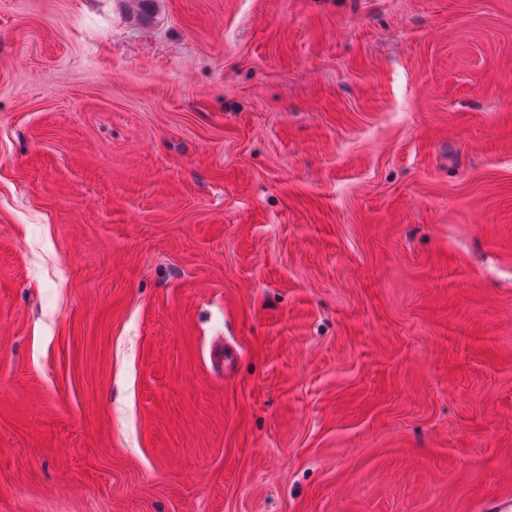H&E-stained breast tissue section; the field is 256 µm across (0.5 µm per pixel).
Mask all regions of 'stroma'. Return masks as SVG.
<instances>
[{"instance_id": "stroma-1", "label": "stroma", "mask_w": 512, "mask_h": 512, "mask_svg": "<svg viewBox=\"0 0 512 512\" xmlns=\"http://www.w3.org/2000/svg\"><path fill=\"white\" fill-rule=\"evenodd\" d=\"M0 512H512V0H0Z\"/></svg>"}]
</instances>
